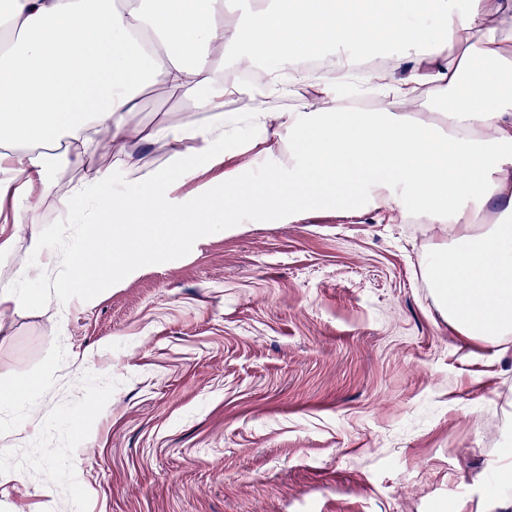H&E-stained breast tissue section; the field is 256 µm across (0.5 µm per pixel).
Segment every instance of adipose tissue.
Listing matches in <instances>:
<instances>
[{
	"instance_id": "adipose-tissue-1",
	"label": "adipose tissue",
	"mask_w": 512,
	"mask_h": 512,
	"mask_svg": "<svg viewBox=\"0 0 512 512\" xmlns=\"http://www.w3.org/2000/svg\"><path fill=\"white\" fill-rule=\"evenodd\" d=\"M1 27L0 203L15 224L52 177L62 139H139L168 154L163 170L96 171L72 187L91 206L70 273L53 284L59 300L118 227L134 247L99 275L102 287L244 223L398 209L444 233L421 264L441 317L489 346L512 334V86L501 82L512 70V0H0ZM315 56L330 58L332 77L305 67ZM308 85L315 96L300 98ZM350 85L376 106L347 107ZM146 86L192 102L203 120L129 124ZM288 97L292 109L261 106ZM228 98L252 106L229 112ZM444 98L448 110L417 117ZM254 147L261 163L248 172L236 160ZM215 162L223 179L195 184ZM175 207L178 223H153ZM43 297L32 268L21 269L0 289V313Z\"/></svg>"
}]
</instances>
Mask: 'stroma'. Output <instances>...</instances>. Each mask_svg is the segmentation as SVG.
<instances>
[{
    "label": "stroma",
    "instance_id": "stroma-1",
    "mask_svg": "<svg viewBox=\"0 0 512 512\" xmlns=\"http://www.w3.org/2000/svg\"><path fill=\"white\" fill-rule=\"evenodd\" d=\"M148 87L130 123L199 120ZM166 152L128 143L54 160L26 222L61 252V180ZM438 227L314 211L182 246L107 288L97 256L66 301L0 315V512H502L512 335L467 339L421 275ZM26 418L38 433L13 431ZM34 384L28 380H19L9 387L0 388V405L4 406L16 405L27 397L33 389Z\"/></svg>",
    "mask_w": 512,
    "mask_h": 512
}]
</instances>
